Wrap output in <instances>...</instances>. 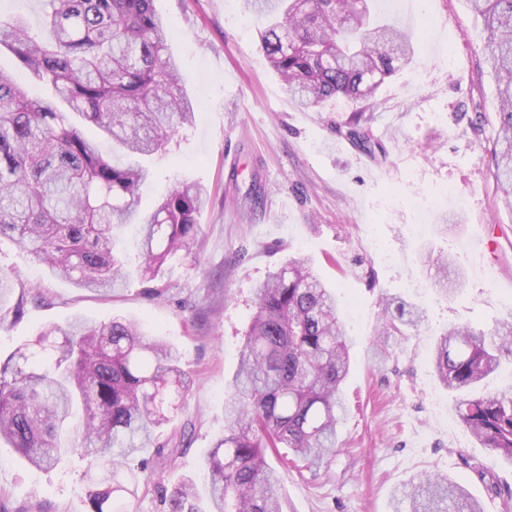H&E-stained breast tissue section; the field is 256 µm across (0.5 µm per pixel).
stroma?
Wrapping results in <instances>:
<instances>
[{
    "label": "stroma",
    "instance_id": "obj_1",
    "mask_svg": "<svg viewBox=\"0 0 512 512\" xmlns=\"http://www.w3.org/2000/svg\"><path fill=\"white\" fill-rule=\"evenodd\" d=\"M154 6L170 24V52L195 108L165 151L148 159L142 201L153 204L178 180L205 186L199 241L149 283L136 275L139 256L127 247L131 276L98 295L0 240V270L14 273L24 296L21 318L0 324V359L39 327L76 315L135 320L174 345L193 381L175 424H191L192 438L174 465L155 464L125 504L127 512H165L158 487L200 476L224 432V391L238 367L255 285L274 266L305 258L339 306L354 298L360 312L344 318L352 345L342 449L319 471L282 472L284 512H393L395 488L434 473L464 484L485 512H502L464 462H482L511 483L512 467L461 424L455 395L431 363L449 325L489 331L512 313V210L499 199L488 145L475 133L497 125V85L467 0H373L381 17L427 33L412 62L377 93L371 126L386 148L383 160L336 131L360 103L296 104L242 0ZM254 183L261 187L256 203L247 195ZM428 250L454 254L465 273L460 293L448 298L433 289L422 264ZM383 296L420 307L424 321L405 336H379ZM87 487L79 458L39 470L0 443V512H21L36 496L52 512H90Z\"/></svg>",
    "mask_w": 512,
    "mask_h": 512
}]
</instances>
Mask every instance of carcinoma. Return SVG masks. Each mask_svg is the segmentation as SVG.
<instances>
[{
  "instance_id": "1",
  "label": "carcinoma",
  "mask_w": 512,
  "mask_h": 512,
  "mask_svg": "<svg viewBox=\"0 0 512 512\" xmlns=\"http://www.w3.org/2000/svg\"><path fill=\"white\" fill-rule=\"evenodd\" d=\"M43 33L16 16L0 15V49L47 83L50 99H32L0 72V238L75 285L107 294L125 282L116 232L136 227L141 279L154 281L173 258L189 256L209 194L184 181L154 205L139 189L151 177L142 158L161 151L191 120L192 100L179 87L168 24L154 0H44ZM262 22L271 67L303 107L345 97L371 101L413 53L408 35L380 22L368 0H243ZM486 30L484 58L498 81L499 128L490 138L491 170L512 209V0H468ZM67 103L63 112L57 101ZM121 148L126 162L103 154L72 115ZM371 116L355 112L346 137L373 155ZM449 255L427 252L444 296ZM13 274L0 270V309L23 314L12 300ZM380 335L402 334L421 312L382 298ZM351 338L336 293L308 262L292 259L268 272L256 289L239 365L224 396V434L205 459L208 493L185 478L160 487L167 512H282L281 481L266 461L274 454L296 468L328 465L336 456L350 371ZM512 355V314L486 333L453 325L435 344L433 370L457 394L461 423L512 466V383L480 395ZM191 379L179 351L124 319L76 316L48 325L0 363V441L38 469H53L66 453L87 460L92 512H122L114 501L134 496L148 478L127 468L145 448L174 461L187 447L183 426L166 437L185 405ZM488 491L512 512V484L483 465H470ZM394 512H483L465 487L443 475L410 482L393 494Z\"/></svg>"
}]
</instances>
